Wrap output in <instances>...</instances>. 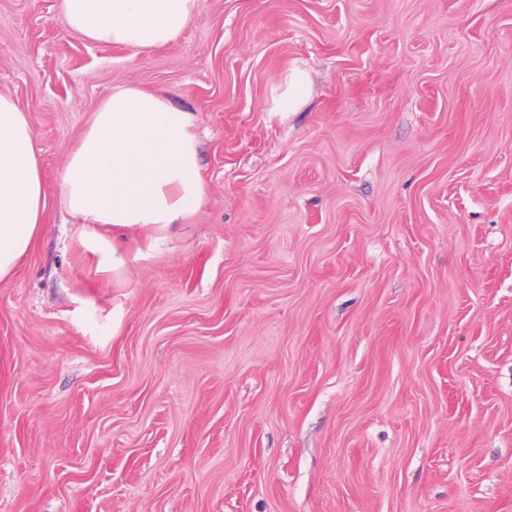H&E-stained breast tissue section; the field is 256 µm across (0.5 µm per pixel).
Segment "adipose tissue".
Segmentation results:
<instances>
[{
    "mask_svg": "<svg viewBox=\"0 0 512 512\" xmlns=\"http://www.w3.org/2000/svg\"><path fill=\"white\" fill-rule=\"evenodd\" d=\"M201 0H60L70 27L99 45L147 53L174 41ZM66 209L80 218L98 267L125 262L101 227L146 232L158 243L206 197L199 141L188 113L161 93L119 86L92 109L60 175ZM46 188L34 134L24 111L0 94V280L13 274L39 235Z\"/></svg>",
    "mask_w": 512,
    "mask_h": 512,
    "instance_id": "adipose-tissue-1",
    "label": "adipose tissue"
}]
</instances>
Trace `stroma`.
Returning a JSON list of instances; mask_svg holds the SVG:
<instances>
[{"label": "stroma", "mask_w": 512, "mask_h": 512, "mask_svg": "<svg viewBox=\"0 0 512 512\" xmlns=\"http://www.w3.org/2000/svg\"><path fill=\"white\" fill-rule=\"evenodd\" d=\"M59 3L0 0L47 191L0 512H512V0H202L147 54ZM121 85L189 113L207 198L101 272L59 176ZM308 78L303 70L293 69L288 75V89L274 101L273 111L293 112L308 93Z\"/></svg>", "instance_id": "1"}]
</instances>
